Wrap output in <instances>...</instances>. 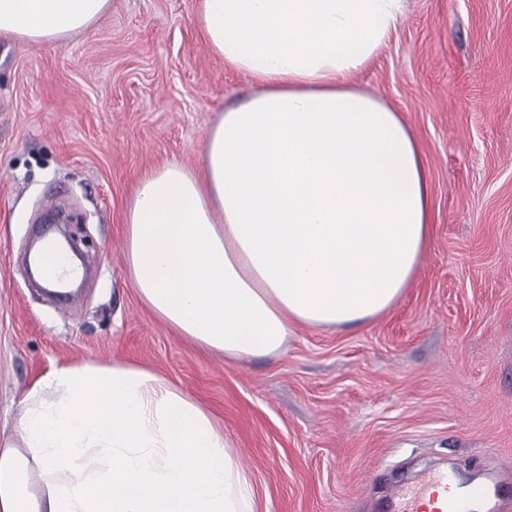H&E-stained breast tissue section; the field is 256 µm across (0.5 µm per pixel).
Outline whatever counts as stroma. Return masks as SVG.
I'll use <instances>...</instances> for the list:
<instances>
[{"instance_id":"stroma-1","label":"stroma","mask_w":512,"mask_h":512,"mask_svg":"<svg viewBox=\"0 0 512 512\" xmlns=\"http://www.w3.org/2000/svg\"><path fill=\"white\" fill-rule=\"evenodd\" d=\"M198 6L112 0L55 44L0 35V443L51 369L119 362L208 410L256 512H377L434 468L512 476V0H406L355 77L430 166V244L400 299L356 325H293L281 353L240 362L159 320L124 260L139 174L198 170L209 129L255 87L210 52ZM57 197L88 256L65 311L24 268Z\"/></svg>"}]
</instances>
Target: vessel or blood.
<instances>
[{
	"mask_svg": "<svg viewBox=\"0 0 512 512\" xmlns=\"http://www.w3.org/2000/svg\"><path fill=\"white\" fill-rule=\"evenodd\" d=\"M428 501L435 505L433 512H512V481L474 482L462 495L451 476L435 473L393 488L378 512H422Z\"/></svg>",
	"mask_w": 512,
	"mask_h": 512,
	"instance_id": "vessel-or-blood-1",
	"label": "vessel or blood"
}]
</instances>
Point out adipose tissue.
<instances>
[{"instance_id": "adipose-tissue-1", "label": "adipose tissue", "mask_w": 512, "mask_h": 512, "mask_svg": "<svg viewBox=\"0 0 512 512\" xmlns=\"http://www.w3.org/2000/svg\"><path fill=\"white\" fill-rule=\"evenodd\" d=\"M112 0H0V33L53 44ZM403 0H200L196 25L256 87L209 131L201 165L150 169L128 202L125 265L179 335L246 360L292 324L391 308L430 241L429 167L405 117L353 84ZM52 398H45V391ZM0 448V512H255L207 411L134 364L54 368Z\"/></svg>"}]
</instances>
